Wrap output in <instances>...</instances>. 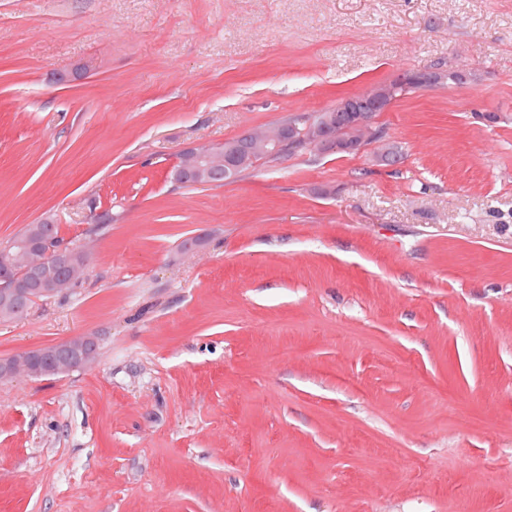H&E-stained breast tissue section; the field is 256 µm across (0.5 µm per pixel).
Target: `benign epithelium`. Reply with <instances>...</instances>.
<instances>
[{
    "label": "benign epithelium",
    "mask_w": 512,
    "mask_h": 512,
    "mask_svg": "<svg viewBox=\"0 0 512 512\" xmlns=\"http://www.w3.org/2000/svg\"><path fill=\"white\" fill-rule=\"evenodd\" d=\"M391 104L392 101L385 96L351 97L345 108V111L352 113V122L349 124L336 127L328 123L319 129L305 130L296 127H274L267 131V137L262 140L257 137V131L247 130L242 137L245 138V145L252 157L275 152L299 139L311 141L312 147L324 153H353L364 148V142L374 132L378 115L387 111ZM234 169L235 156L228 151L212 147H190L179 157L176 172H186L194 177L198 184L210 186L222 183L224 177ZM33 264L43 269L45 281V288L40 290L39 296L32 297L36 302L41 296L49 298L55 295L60 284H69L78 276V272L73 270L70 264V253L63 246L45 244L37 252ZM13 273L12 264L0 265V315L6 318L18 316L16 296L20 289L17 288ZM96 343V337L91 334L68 339L65 344L69 353L64 359L57 357L56 344L36 348L34 352H27L8 362L2 359L0 382H9L20 375L37 377L42 374L44 365L52 368L57 375L88 365L91 363V351Z\"/></svg>",
    "instance_id": "1"
}]
</instances>
